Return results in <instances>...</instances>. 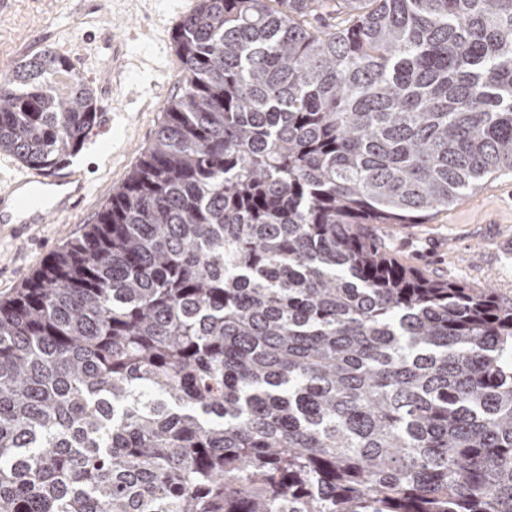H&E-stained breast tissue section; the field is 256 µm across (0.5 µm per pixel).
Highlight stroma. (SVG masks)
Listing matches in <instances>:
<instances>
[{"label": "stroma", "mask_w": 512, "mask_h": 512, "mask_svg": "<svg viewBox=\"0 0 512 512\" xmlns=\"http://www.w3.org/2000/svg\"><path fill=\"white\" fill-rule=\"evenodd\" d=\"M194 0H0V71L50 50L66 55L93 88L101 115L96 132L72 159L90 167L84 205L20 232L0 229V298L11 296L54 251L79 237L151 143L163 109L180 87L170 38ZM153 55L168 65L122 71L103 87L113 60ZM371 232L400 262L426 274L493 289L512 300V174L487 177L426 224H374Z\"/></svg>", "instance_id": "35a3bbf8"}]
</instances>
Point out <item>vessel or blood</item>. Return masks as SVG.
Wrapping results in <instances>:
<instances>
[{
    "mask_svg": "<svg viewBox=\"0 0 512 512\" xmlns=\"http://www.w3.org/2000/svg\"><path fill=\"white\" fill-rule=\"evenodd\" d=\"M89 185L76 170L28 171L0 176V224H46L74 210Z\"/></svg>",
    "mask_w": 512,
    "mask_h": 512,
    "instance_id": "vessel-or-blood-1",
    "label": "vessel or blood"
}]
</instances>
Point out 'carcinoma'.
<instances>
[{
  "label": "carcinoma",
  "mask_w": 512,
  "mask_h": 512,
  "mask_svg": "<svg viewBox=\"0 0 512 512\" xmlns=\"http://www.w3.org/2000/svg\"><path fill=\"white\" fill-rule=\"evenodd\" d=\"M172 43L137 166L0 300V512H512V303L366 230L512 173V0H195ZM99 115L34 54L0 152Z\"/></svg>",
  "instance_id": "carcinoma-1"
}]
</instances>
